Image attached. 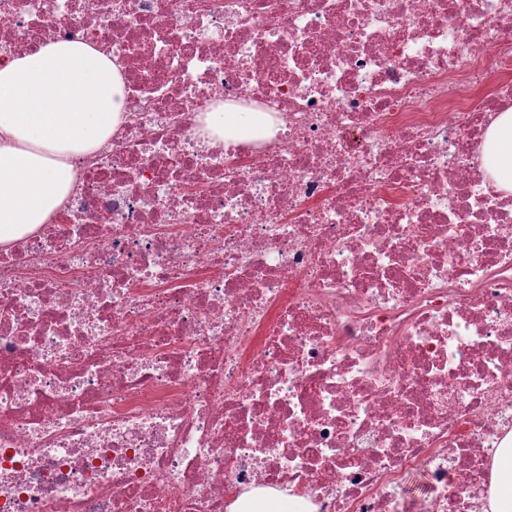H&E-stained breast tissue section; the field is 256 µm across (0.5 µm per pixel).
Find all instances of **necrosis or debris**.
Returning a JSON list of instances; mask_svg holds the SVG:
<instances>
[{
	"instance_id": "obj_1",
	"label": "necrosis or debris",
	"mask_w": 512,
	"mask_h": 512,
	"mask_svg": "<svg viewBox=\"0 0 512 512\" xmlns=\"http://www.w3.org/2000/svg\"><path fill=\"white\" fill-rule=\"evenodd\" d=\"M123 66L0 249V512H486L512 447V0H0ZM271 135L200 151L216 105ZM489 141H494V177L498 183L508 190H512V148L511 151L503 150L505 142L512 146V112H505L491 126ZM503 169L508 172L506 176Z\"/></svg>"
}]
</instances>
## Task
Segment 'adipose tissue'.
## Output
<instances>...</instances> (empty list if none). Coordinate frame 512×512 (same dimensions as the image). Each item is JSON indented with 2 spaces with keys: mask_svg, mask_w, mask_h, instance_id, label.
Listing matches in <instances>:
<instances>
[{
  "mask_svg": "<svg viewBox=\"0 0 512 512\" xmlns=\"http://www.w3.org/2000/svg\"><path fill=\"white\" fill-rule=\"evenodd\" d=\"M122 66L82 41L48 42L0 65V248L49 223L76 163L107 146L124 107ZM207 137L238 138L260 120L230 108L205 114ZM494 176L512 190V112L492 125Z\"/></svg>",
  "mask_w": 512,
  "mask_h": 512,
  "instance_id": "ef3b65f1",
  "label": "adipose tissue"
}]
</instances>
